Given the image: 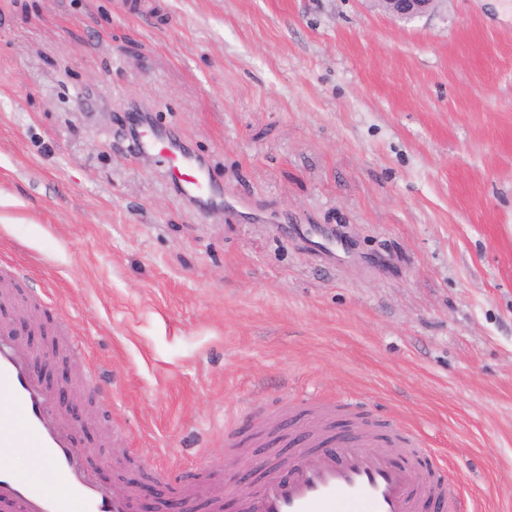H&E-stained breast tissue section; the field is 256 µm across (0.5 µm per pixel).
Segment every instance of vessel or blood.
Segmentation results:
<instances>
[{
  "label": "vessel or blood",
  "instance_id": "obj_1",
  "mask_svg": "<svg viewBox=\"0 0 512 512\" xmlns=\"http://www.w3.org/2000/svg\"><path fill=\"white\" fill-rule=\"evenodd\" d=\"M127 128L132 152L165 169L174 193L207 214H235L240 205L214 183L208 163L170 131L154 126L144 108L131 107ZM300 233L317 251L337 256L333 234L308 224ZM34 350L9 323L0 324V448H27L20 467L0 457V512H134L132 494L102 484L80 452L79 432L62 417L53 393L33 373ZM298 436L286 463L288 477L267 467L261 481L239 492L240 512H422L432 499H448V483L415 464L424 450L410 438L408 456L392 452L381 431L354 432L324 413L308 410L294 423Z\"/></svg>",
  "mask_w": 512,
  "mask_h": 512
}]
</instances>
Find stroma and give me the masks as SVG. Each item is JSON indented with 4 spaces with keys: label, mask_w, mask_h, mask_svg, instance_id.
<instances>
[{
    "label": "stroma",
    "mask_w": 512,
    "mask_h": 512,
    "mask_svg": "<svg viewBox=\"0 0 512 512\" xmlns=\"http://www.w3.org/2000/svg\"><path fill=\"white\" fill-rule=\"evenodd\" d=\"M248 213L206 215L116 132L128 104ZM343 238V264L295 226ZM0 267L67 322L100 481L289 407L416 432L459 512H512V0H0ZM387 12L402 21H412L426 15L431 0H386Z\"/></svg>",
    "instance_id": "stroma-1"
}]
</instances>
